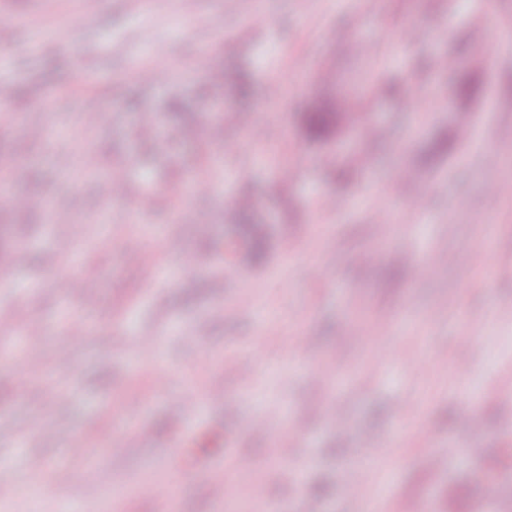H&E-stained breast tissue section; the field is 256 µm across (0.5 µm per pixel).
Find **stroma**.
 I'll return each mask as SVG.
<instances>
[{"instance_id":"35a3bbf8","label":"stroma","mask_w":512,"mask_h":512,"mask_svg":"<svg viewBox=\"0 0 512 512\" xmlns=\"http://www.w3.org/2000/svg\"><path fill=\"white\" fill-rule=\"evenodd\" d=\"M481 2L97 0L88 16L80 0H0V175L52 203L0 209V315L38 326L45 359L32 376L0 360V512H57L108 489L110 512H367L342 474L371 469L385 473L386 512H512V195L488 190L512 180V0ZM256 13L264 25H248ZM406 28L416 41H398ZM157 44L161 84L134 71ZM464 81L479 88L468 100ZM327 103V135L308 138L306 116ZM109 170L125 174L123 199L99 192ZM189 175L212 192L165 193ZM378 190L398 217L384 228ZM233 197L249 209L230 212ZM204 241L214 250L180 266ZM410 254L436 258L432 273H414ZM89 297L90 333L72 340L64 318ZM380 320L402 334H372ZM136 336L157 338L166 394L137 366ZM299 337L304 354L289 353ZM471 392L475 431L459 418ZM262 409L301 441L250 428ZM38 418L51 433L31 432ZM70 433L95 449L78 480ZM367 438L399 465L370 456ZM464 442L482 458L449 455ZM240 460L246 491L230 501L220 485ZM488 481L504 497L486 499ZM162 484L170 499L141 491Z\"/></svg>"}]
</instances>
